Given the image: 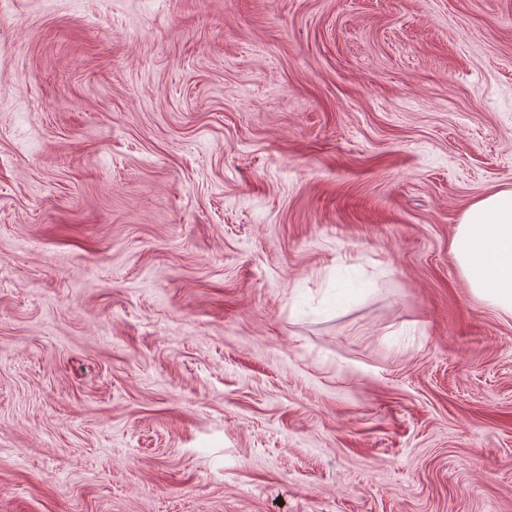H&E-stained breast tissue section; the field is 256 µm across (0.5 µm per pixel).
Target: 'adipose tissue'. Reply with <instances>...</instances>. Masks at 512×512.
Listing matches in <instances>:
<instances>
[{
  "instance_id": "obj_1",
  "label": "adipose tissue",
  "mask_w": 512,
  "mask_h": 512,
  "mask_svg": "<svg viewBox=\"0 0 512 512\" xmlns=\"http://www.w3.org/2000/svg\"><path fill=\"white\" fill-rule=\"evenodd\" d=\"M451 251L473 294L512 316V186L471 204L456 227Z\"/></svg>"
}]
</instances>
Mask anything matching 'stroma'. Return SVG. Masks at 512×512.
<instances>
[{
  "label": "stroma",
  "mask_w": 512,
  "mask_h": 512,
  "mask_svg": "<svg viewBox=\"0 0 512 512\" xmlns=\"http://www.w3.org/2000/svg\"><path fill=\"white\" fill-rule=\"evenodd\" d=\"M504 184L512 0H0V512H512ZM451 251L473 294L512 316V186L471 204L456 227Z\"/></svg>",
  "instance_id": "obj_1"
}]
</instances>
